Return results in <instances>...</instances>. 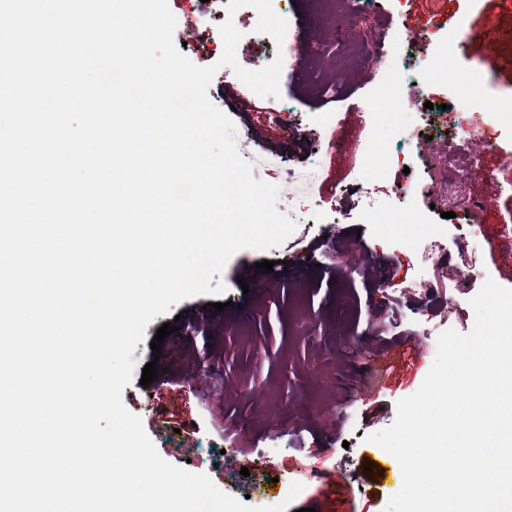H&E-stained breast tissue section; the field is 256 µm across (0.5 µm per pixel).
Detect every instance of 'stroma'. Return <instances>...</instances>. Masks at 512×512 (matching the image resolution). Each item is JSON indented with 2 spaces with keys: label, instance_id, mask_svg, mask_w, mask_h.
<instances>
[{
  "label": "stroma",
  "instance_id": "35a3bbf8",
  "mask_svg": "<svg viewBox=\"0 0 512 512\" xmlns=\"http://www.w3.org/2000/svg\"><path fill=\"white\" fill-rule=\"evenodd\" d=\"M311 28L309 43L295 49L293 70L280 76V97L262 98L244 83L235 93L224 90V74L216 72L206 95L233 122L238 145L250 146L254 178L279 186L276 208L290 214L297 229L282 244L266 251L243 249L221 274L224 300L243 304L234 322L223 314L195 315L209 303L199 295L172 305L145 330L133 353L137 362L122 392L131 405L144 366L153 359L151 341L164 323H177L178 332L164 338V365L155 380L160 407L180 421L197 423L182 438L163 422H150L145 431L158 454L187 471L208 475L237 500L256 506L259 499L286 503V512H385L400 489L394 477H380L378 465L396 459L368 435L390 427L397 402L416 392L437 351L439 320L460 333L472 328L470 300L484 279L502 281L507 270L494 264L491 240L512 246V166L501 150L512 145V126L500 117H481L486 142L455 138L459 161L480 156L495 182L474 176L471 192L487 199L493 219L477 237L478 251L448 244L432 261H422L396 238L381 239L378 227L360 216L359 176L362 155L376 130L371 103L381 98V111L401 108L423 111V96L378 91L377 79L362 56L343 50L336 28L316 13L312 0H294ZM177 19L173 39L195 65L215 63L224 45L218 31L222 21L206 0H168ZM499 35L492 42L470 41L461 53L455 26L435 28L414 53L441 63L444 69L466 74L481 64L489 88L512 105V74L500 67L512 59V0L493 10ZM242 38L236 49L239 65L259 70L276 59L274 46L258 35L252 7L234 16ZM343 75L341 98L319 95V83ZM335 121L332 138L339 149L327 148L317 131L323 113ZM349 252L350 266L336 253ZM477 259L480 279L465 277L470 259ZM268 260L275 277L241 288L242 267ZM436 282L432 296L408 294L419 278ZM399 339L417 337L423 357L399 378L383 377L377 360L380 341L376 326ZM244 446L252 451L248 475L230 466L225 452ZM375 470H367L368 461ZM302 483L289 498L291 483Z\"/></svg>",
  "mask_w": 512,
  "mask_h": 512
}]
</instances>
